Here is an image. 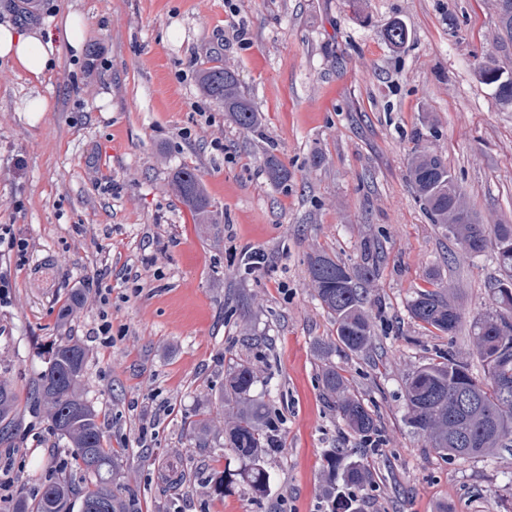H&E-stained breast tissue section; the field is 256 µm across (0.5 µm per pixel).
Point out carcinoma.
Returning a JSON list of instances; mask_svg holds the SVG:
<instances>
[{
	"mask_svg": "<svg viewBox=\"0 0 512 512\" xmlns=\"http://www.w3.org/2000/svg\"><path fill=\"white\" fill-rule=\"evenodd\" d=\"M502 34L512 39V0H499ZM407 27L393 21L385 29L386 40L400 47L408 40ZM480 77L494 88L504 105L512 104V77L496 60L488 56L479 63ZM203 95L224 108L225 115L238 128L264 137L262 118L251 99L241 89L234 71L213 61L198 72ZM263 172L276 187L290 179L288 166L266 149ZM412 189L432 221L448 238L457 241L464 254L479 257L492 249L500 278L492 283L495 309L474 320L470 336L485 366V377L473 375L468 364L448 358L413 371L406 380L408 423L425 437L435 451L444 456L476 458L492 448L512 447V224L489 228L480 224L467 207L461 190L443 159L427 150L418 151L409 166ZM171 190L201 224H219L218 213L211 209L205 189L195 170L183 168L171 179ZM360 263L346 265L324 251L307 255L311 284L321 306L334 318L336 338L320 347L331 351L340 345L351 353H362L373 343V330L366 310L369 288L378 276L381 245L366 240L360 247ZM415 293L409 304L411 318L443 335L453 336L462 323L459 308L447 299L438 282ZM88 362L87 349L71 340L51 346L46 367L33 383L37 402L43 406L52 426L75 448L76 458L87 482L81 512H141L137 493L130 487L117 488L119 456L104 447L97 412L83 398L79 384ZM254 369L239 364L224 380L220 398L224 407V447L230 449L240 466L236 473L224 472L211 477L213 489L224 492L238 476L257 496L266 494L270 474L267 457L280 450L278 426L271 421L265 405L254 399ZM324 390L335 399L336 411L349 427L361 436L379 432L377 420L367 406L351 394L344 376L330 365L322 374ZM14 396L8 385L0 383V435L12 431ZM323 467L334 476L341 471L345 485L365 488L371 472L362 464L346 460L344 450L330 448L324 454ZM70 479L51 476L45 480L33 501L19 499L14 512H73Z\"/></svg>",
	"mask_w": 512,
	"mask_h": 512,
	"instance_id": "cac0c4a2",
	"label": "carcinoma"
}]
</instances>
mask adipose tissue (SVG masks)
<instances>
[{
    "instance_id": "adipose-tissue-1",
    "label": "adipose tissue",
    "mask_w": 512,
    "mask_h": 512,
    "mask_svg": "<svg viewBox=\"0 0 512 512\" xmlns=\"http://www.w3.org/2000/svg\"><path fill=\"white\" fill-rule=\"evenodd\" d=\"M86 20L82 13L69 11L55 25L30 23L20 26L0 23V61L27 80L41 83L54 71L58 42H65L75 54H82Z\"/></svg>"
}]
</instances>
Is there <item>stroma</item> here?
Instances as JSON below:
<instances>
[{
  "mask_svg": "<svg viewBox=\"0 0 512 512\" xmlns=\"http://www.w3.org/2000/svg\"><path fill=\"white\" fill-rule=\"evenodd\" d=\"M72 9L87 19L82 57L61 48L41 84L0 64V225L27 245L22 261L0 251V382L18 414L0 469L14 499L34 498L47 474H79L30 395L49 346L68 336L89 351L82 391L141 512H325L330 448L373 475L355 493L360 512H512V451L438 455L408 425L405 400L408 375L450 352L484 374L469 335L493 309L494 255L465 257L444 236L408 168L415 150L441 155L479 223L512 224V105L477 70L491 56L512 73L498 0L356 9L348 0H0V21L47 23ZM395 20L409 30L398 49L383 37ZM212 59L239 76L265 140L200 93L197 71ZM35 94L53 108L33 124L24 103ZM270 144L291 172L287 186L262 171ZM184 166L198 173L219 229L196 223L171 193ZM370 238L383 249L368 303L377 347L320 353L336 325L306 256L353 266ZM256 252L259 271L246 264ZM433 274L463 314L452 337L409 314ZM79 290L85 307L64 316ZM241 363L255 368L253 395L280 421L262 497L241 482L214 493L211 475L239 463L223 432L201 444L190 427L219 412L224 377ZM329 365L375 415L376 443L336 414L321 381ZM172 466L184 485L165 481Z\"/></svg>",
  "mask_w": 512,
  "mask_h": 512,
  "instance_id": "35a3bbf8",
  "label": "stroma"
}]
</instances>
